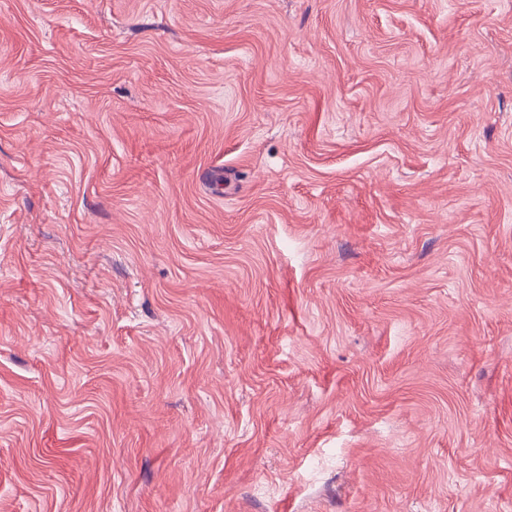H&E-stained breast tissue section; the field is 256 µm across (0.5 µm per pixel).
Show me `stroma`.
<instances>
[{
  "instance_id": "1",
  "label": "stroma",
  "mask_w": 512,
  "mask_h": 512,
  "mask_svg": "<svg viewBox=\"0 0 512 512\" xmlns=\"http://www.w3.org/2000/svg\"><path fill=\"white\" fill-rule=\"evenodd\" d=\"M0 512H512V0H0Z\"/></svg>"
}]
</instances>
